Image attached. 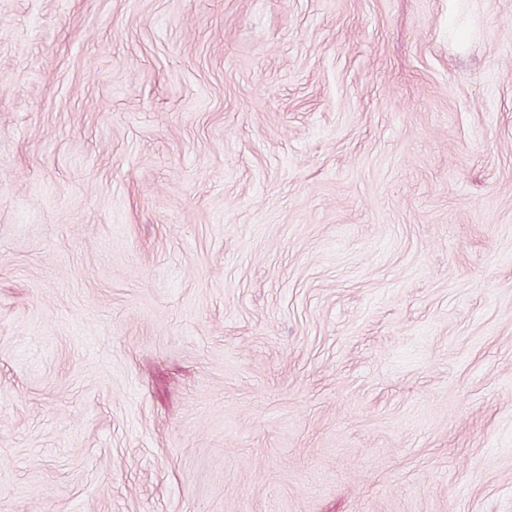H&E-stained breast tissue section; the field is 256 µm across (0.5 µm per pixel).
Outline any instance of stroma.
I'll return each instance as SVG.
<instances>
[{"label":"stroma","mask_w":512,"mask_h":512,"mask_svg":"<svg viewBox=\"0 0 512 512\" xmlns=\"http://www.w3.org/2000/svg\"><path fill=\"white\" fill-rule=\"evenodd\" d=\"M0 512H512V0H0Z\"/></svg>","instance_id":"1"}]
</instances>
